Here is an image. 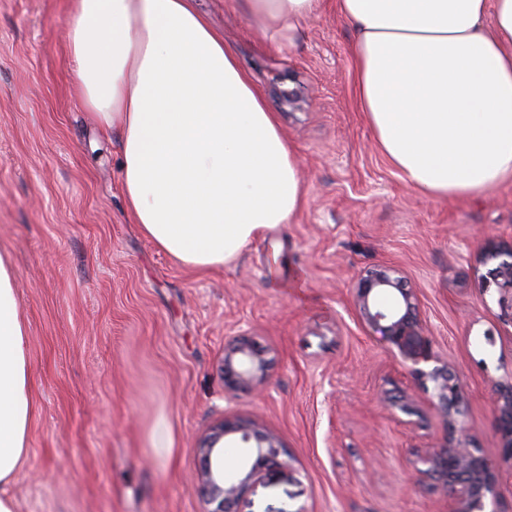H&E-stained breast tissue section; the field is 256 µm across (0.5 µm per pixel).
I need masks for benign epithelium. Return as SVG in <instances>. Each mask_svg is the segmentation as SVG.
Here are the masks:
<instances>
[{
  "instance_id": "obj_1",
  "label": "benign epithelium",
  "mask_w": 512,
  "mask_h": 512,
  "mask_svg": "<svg viewBox=\"0 0 512 512\" xmlns=\"http://www.w3.org/2000/svg\"><path fill=\"white\" fill-rule=\"evenodd\" d=\"M488 257L498 260L489 272V282L500 292L498 304L512 320V242L494 246ZM352 304L359 321L380 334L424 383L433 384L432 405L440 414L444 436L433 447L410 461L411 478L429 484L451 497L453 512H487V499L497 495L496 467L512 465V382L499 385L495 402L498 430L503 448L498 465H493L470 448L462 423L465 396L448 363L429 347L414 289L402 271L382 266L360 274L353 288ZM434 363L430 369L425 365ZM267 361L252 341L241 336L224 349L221 371L231 390L260 384ZM233 436L238 447L247 449L244 475L235 482L224 478V440ZM197 486L204 512H242L241 505L251 487L272 477L292 476L283 449L270 432L250 421L221 420L199 440Z\"/></svg>"
}]
</instances>
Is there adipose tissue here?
I'll return each mask as SVG.
<instances>
[{"instance_id": "ef3b65f1", "label": "adipose tissue", "mask_w": 512, "mask_h": 512, "mask_svg": "<svg viewBox=\"0 0 512 512\" xmlns=\"http://www.w3.org/2000/svg\"><path fill=\"white\" fill-rule=\"evenodd\" d=\"M278 37L324 0H230ZM82 103L120 151L140 233L189 270L223 268L304 203L294 149L195 0H67ZM355 99L406 183L469 199L512 178V0H336ZM16 270L0 252V512L29 453L33 401Z\"/></svg>"}]
</instances>
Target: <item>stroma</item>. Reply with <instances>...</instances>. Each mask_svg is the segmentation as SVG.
Here are the masks:
<instances>
[{
	"label": "stroma",
	"instance_id": "obj_1",
	"mask_svg": "<svg viewBox=\"0 0 512 512\" xmlns=\"http://www.w3.org/2000/svg\"><path fill=\"white\" fill-rule=\"evenodd\" d=\"M197 3L276 112L305 194L292 223L201 274L125 211L118 147L72 80L66 0H0V251L17 272L34 404L18 512H204L195 447L225 418L271 430L295 469L255 485L252 512H449L408 470L444 435L432 386L358 321L352 289L366 269L403 270L463 388L471 444L497 461L512 325L486 253L512 241V179L463 201L410 188L355 105L354 34L331 2L289 42L228 0ZM239 336L269 362L261 391L224 386ZM383 389L413 414L381 407ZM161 420L168 448L150 445Z\"/></svg>",
	"mask_w": 512,
	"mask_h": 512
}]
</instances>
